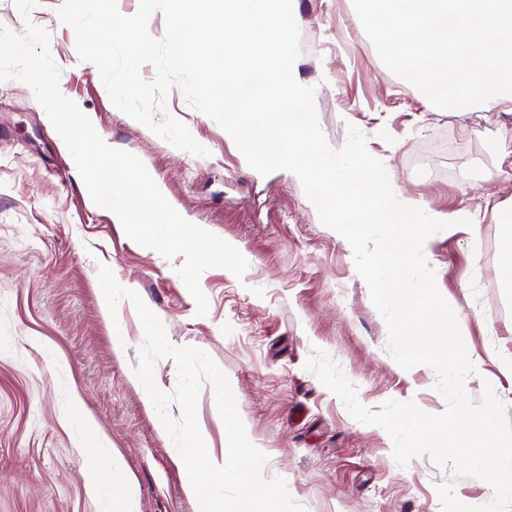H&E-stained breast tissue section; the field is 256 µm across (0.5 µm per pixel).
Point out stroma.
Instances as JSON below:
<instances>
[{
	"label": "stroma",
	"instance_id": "35a3bbf8",
	"mask_svg": "<svg viewBox=\"0 0 512 512\" xmlns=\"http://www.w3.org/2000/svg\"><path fill=\"white\" fill-rule=\"evenodd\" d=\"M63 0H39L21 17L0 0V26L23 33L32 22L51 34L59 89L113 147L138 156L183 217L237 247L243 279L206 270V315L165 259L125 234L99 209L71 164L60 135L29 86L0 82V512H100L87 490L89 459L65 410L79 403L116 449L133 481L137 512H196L173 442L159 433L140 388L128 379L140 361L142 324L130 301L115 322L102 314L100 266L133 285L176 347L208 353L236 394L249 440L269 454L267 479H284L306 512H441L439 484L471 505L492 496L476 477L454 478L430 456L398 466L381 427L352 418L343 401L304 364L327 352L372 409L412 401L426 413L446 407L426 365L401 368L387 349L384 318L349 252L319 220L299 181L252 170L231 137L193 109L180 88L165 100L208 149L201 157L158 138L112 104L93 63L80 60L73 30L58 16ZM303 54L296 75L315 86L321 129L332 148L349 126L371 155L425 211L478 213V233L461 225L425 244L437 287L485 364L466 391L479 399L492 383L512 417V376L487 360L512 355V227L498 223L488 197L512 200V168L498 146H512V102H491L482 118L427 108L419 93L379 59L352 0H293ZM130 340L112 350L115 330ZM196 416L209 452L228 447L215 393L204 385Z\"/></svg>",
	"mask_w": 512,
	"mask_h": 512
}]
</instances>
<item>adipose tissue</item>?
Returning <instances> with one entry per match:
<instances>
[{"instance_id": "ef3b65f1", "label": "adipose tissue", "mask_w": 512, "mask_h": 512, "mask_svg": "<svg viewBox=\"0 0 512 512\" xmlns=\"http://www.w3.org/2000/svg\"><path fill=\"white\" fill-rule=\"evenodd\" d=\"M71 423L79 430L84 450L92 457L93 465L88 472L89 485L104 503V512H135L131 500L114 504L113 490L116 484L129 482L128 474L122 473L112 465V450L98 433L95 425L87 419L79 405L68 409Z\"/></svg>"}]
</instances>
